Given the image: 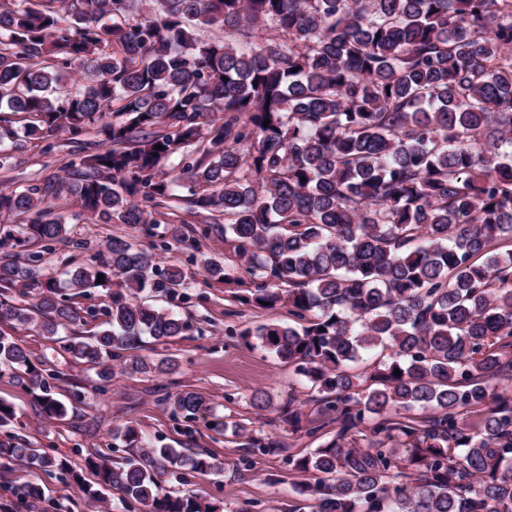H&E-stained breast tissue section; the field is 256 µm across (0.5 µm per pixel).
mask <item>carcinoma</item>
<instances>
[{"label":"carcinoma","mask_w":512,"mask_h":512,"mask_svg":"<svg viewBox=\"0 0 512 512\" xmlns=\"http://www.w3.org/2000/svg\"><path fill=\"white\" fill-rule=\"evenodd\" d=\"M202 25L222 34L203 38ZM2 108L30 136L75 140L94 127L101 150L56 183L1 194L0 211L31 220L0 227V248L62 239L51 200L63 194L99 224H161L181 202L185 224L224 217L253 283L242 303L288 306L296 325L244 335L294 367L335 436L297 455L240 423L224 428L245 457L286 452L311 475L290 512H512V400L497 386L512 378V249L501 250L512 242V0H0ZM174 155L179 173L160 176ZM157 248L168 245L114 238L63 284L39 257L6 253L0 321L40 329L108 381L142 336L190 329L140 297L183 285ZM191 258L227 278L220 261ZM63 286L82 298L107 290L88 341L58 336L84 313L58 298ZM18 287L40 289L36 302L10 303ZM373 351L370 371H352ZM0 369L22 371L49 417L66 415L57 373L1 331ZM172 404L187 420L208 407L193 390ZM302 406L290 393L278 410L313 436L321 424ZM119 437L131 453L88 458L92 485L20 442H1L0 458L146 512H216L159 484L216 471V458L152 448L132 425ZM15 493L44 497L30 482Z\"/></svg>","instance_id":"cac0c4a2"}]
</instances>
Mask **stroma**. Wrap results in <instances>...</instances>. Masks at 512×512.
I'll list each match as a JSON object with an SVG mask.
<instances>
[{"label": "stroma", "mask_w": 512, "mask_h": 512, "mask_svg": "<svg viewBox=\"0 0 512 512\" xmlns=\"http://www.w3.org/2000/svg\"><path fill=\"white\" fill-rule=\"evenodd\" d=\"M97 149L98 139L92 132L82 135L76 144L69 134L61 132L24 139L22 148L14 150L10 166L0 169V191L56 181L66 176L71 162ZM54 210L64 219L67 237L45 252L39 244L31 246L52 269L72 260L94 259L115 237L139 248L172 238L168 224L91 223L63 197L55 200ZM192 230L201 252L219 259L228 277H205L199 265L188 262L179 248L163 252L164 264L183 269L184 286L176 296L155 297L151 303L157 309L179 314L192 325L183 336L165 343L143 340L139 356L155 365L163 363V371L131 373L116 361L111 381L104 383L38 329L0 324V329L8 331L37 367L58 373L55 396L67 408L63 418L46 416L36 392L12 371L0 372V406L10 407L15 414L13 423L0 427V442L24 440L66 459L71 469L90 482L94 476L86 465L88 456H124L125 447L114 435L132 424L155 446L201 448L223 464L218 473L191 472L178 478L165 475V489L201 491L217 505L218 512H289L305 474L293 470L277 453L254 454L249 468L241 469L243 451L230 434L224 433L221 422L237 421L256 436L278 437L300 455L329 439L336 425L323 420L317 435L308 437L292 434L279 419L274 407L288 394L309 402L311 392L300 383L292 367L249 344L244 332L270 322L290 324L294 318L284 306L261 309L241 304L239 297L251 282L239 262L236 242L226 239L217 224L198 221ZM182 390L207 397L209 409L197 420L186 423L174 416L171 397ZM259 393L273 400V408H254L252 400ZM307 411L315 413V405L309 402ZM30 481L44 486L45 502L16 505L9 487ZM0 512H142V508L136 503L126 504L112 491L96 498L86 496L56 475L35 474L20 462L2 458Z\"/></svg>", "instance_id": "obj_1"}]
</instances>
